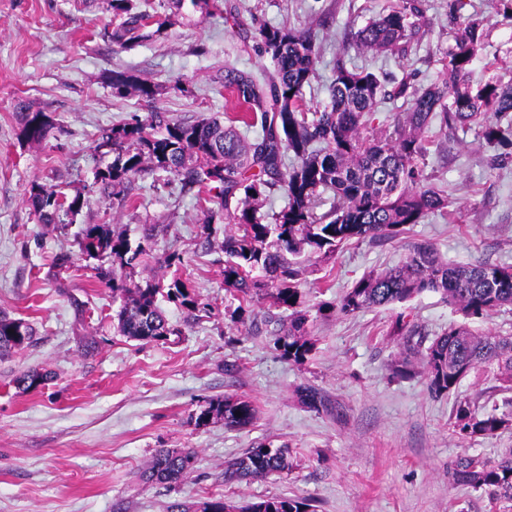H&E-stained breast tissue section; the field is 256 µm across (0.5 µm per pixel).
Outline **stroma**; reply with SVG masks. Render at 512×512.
Instances as JSON below:
<instances>
[{"instance_id": "stroma-1", "label": "stroma", "mask_w": 512, "mask_h": 512, "mask_svg": "<svg viewBox=\"0 0 512 512\" xmlns=\"http://www.w3.org/2000/svg\"><path fill=\"white\" fill-rule=\"evenodd\" d=\"M394 2L225 0L236 15L205 16L188 4L173 15L163 0H138L172 23L122 49L108 38L114 19L104 0H0V312L36 332L31 345L0 358V512H170L176 502L239 505L274 495L311 500L316 512H494L487 491L453 484L448 467L464 453L496 460L512 448V430L464 439L450 415L456 401L501 407L512 394L498 391L489 367L439 397L425 376L391 371L398 316L428 337L463 323L440 293L318 319L315 350L299 365L272 345L280 311L256 302L244 325L231 323L237 303L224 290L223 252L205 241L198 191L181 190L167 174H147L121 206L93 187L96 169L107 162L96 150L100 132L149 113L137 97H113L109 72L128 69L156 84L158 107L174 117L225 115L218 67L257 77L272 67L268 55L242 47L255 20L314 34L317 76L304 90L312 112L328 104L340 58L390 82L411 76L419 89L444 80L440 58L453 44L448 0H421L430 25L406 57L347 45L350 30ZM465 2L462 18L490 20L472 84L511 82L512 23L494 16L491 0ZM22 102L52 117L56 129L46 143L21 140ZM426 137L427 171L445 187L452 219L429 213L398 239L353 241L330 258L311 259L300 281L308 307L336 301L364 274L400 264L423 242L447 261L512 265V163L491 168L493 150L472 130L444 136L434 124ZM35 182L83 193L90 203L67 227L40 223L27 202ZM88 224L134 232L168 225L153 245L155 263L135 268L133 278L158 274L159 259L178 252L183 280L211 314L167 302L176 335L152 343L122 336L112 291L79 250L78 234ZM32 370L47 373L44 384L18 388L16 378ZM303 386L325 393L332 414L304 407L296 394ZM227 395L258 406L253 426L191 423V413ZM265 440L287 445L294 469L225 484V461ZM162 448L194 449L195 472L177 484L143 485L142 468Z\"/></svg>"}]
</instances>
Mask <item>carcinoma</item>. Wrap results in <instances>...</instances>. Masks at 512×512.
I'll return each mask as SVG.
<instances>
[{
	"instance_id": "carcinoma-1",
	"label": "carcinoma",
	"mask_w": 512,
	"mask_h": 512,
	"mask_svg": "<svg viewBox=\"0 0 512 512\" xmlns=\"http://www.w3.org/2000/svg\"><path fill=\"white\" fill-rule=\"evenodd\" d=\"M121 22L108 37L125 48L164 33L163 23L139 9L136 0H106ZM464 0H448V18L454 45L440 58L448 79L416 89L410 77L401 78L387 93L407 104L406 111L381 129L374 125L376 106L383 92L379 77L336 61L329 86L330 102L321 111L307 112L303 94L316 75L320 52L310 33L286 25L253 24L251 39L275 64L274 72L260 80L236 68H224V89L241 111L245 126L258 124L261 135L249 139L224 121L211 117L194 122L173 119L153 109L102 131L96 148L113 154L112 162L95 172V187L110 199L126 201L131 183L138 177L166 173L182 187L207 192L202 223L224 225V288L238 306L231 322L245 323L244 315L255 297L288 312L274 340L281 356L304 363L314 349L311 328L318 317L336 311L355 314L407 301L426 291L440 292L448 303L469 319H483L512 306V266L487 262L456 264L442 260L434 247L416 245L402 264L363 275L336 304L318 306L316 315L304 308L296 279L301 257H328L356 240H392L407 227L420 223L428 213L449 207L443 190L431 184L423 157L427 153L422 134L439 121L443 135L476 129L486 144L502 149L493 165L512 162V83L488 82L473 86L470 69L481 46L488 18L457 22ZM428 26L418 0H398L387 12L351 34L356 46L402 57L412 41ZM113 94L135 95L153 103L158 88L124 70L109 75ZM19 136L42 144L54 128L50 115L19 104ZM293 162H288V158ZM334 195L330 209L316 212L320 191ZM282 192L286 205L263 213L266 201ZM28 201L43 224L65 225L89 199L48 190L38 183L29 189ZM164 224H144L139 238L116 231L107 224H88L79 237V248L94 267L98 280L112 286V299H121L118 324L123 336L141 342H159L175 334L159 306V298L178 301L196 310L197 295L178 278L164 282L154 278L141 284L124 271L134 269L151 256V244ZM35 330L18 319L0 315V356L33 342ZM395 336L404 356L393 364V374L407 378L418 368L436 396L449 394L473 370L491 366L499 388L512 392V336L478 333L465 325L434 338L421 335L407 323ZM301 403L316 413H330V400L318 389L299 390ZM198 427L222 422L241 430L254 424L257 408L245 396L211 399L190 416ZM452 425L463 437L494 436L512 428V410H478L469 401L453 407ZM194 450L160 449L141 478L146 483L181 482L194 472ZM294 467L286 446L259 443L225 462L224 483L284 473ZM453 483L489 493L495 504L512 512V448L491 462L479 456L461 455L449 469ZM239 512H314L306 499L272 496L251 502Z\"/></svg>"
}]
</instances>
